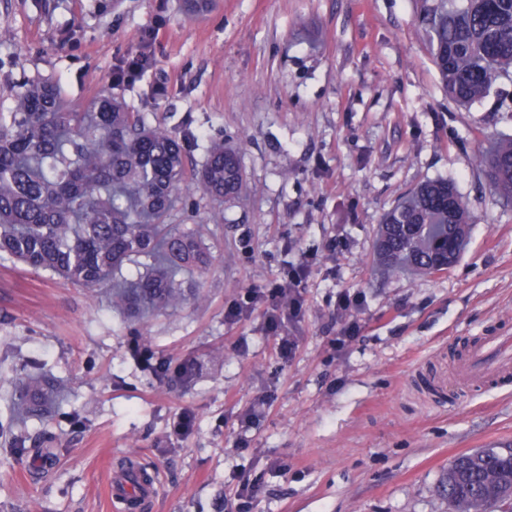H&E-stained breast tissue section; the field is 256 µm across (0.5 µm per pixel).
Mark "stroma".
<instances>
[{
	"instance_id": "stroma-1",
	"label": "stroma",
	"mask_w": 512,
	"mask_h": 512,
	"mask_svg": "<svg viewBox=\"0 0 512 512\" xmlns=\"http://www.w3.org/2000/svg\"><path fill=\"white\" fill-rule=\"evenodd\" d=\"M423 5L219 0L190 17L183 0H0L1 111L36 76L90 102L145 44L152 64L120 88L127 106L181 138L192 168L204 136L224 137L255 188L220 224L195 194L174 212L178 230L210 225L212 260L173 311L124 316L99 290L0 260V512H113L122 460L157 475L150 512H224L242 475L261 480L251 512H451L436 492L449 461L512 446V381H458L474 341L512 331V206L476 162L512 135V81L467 108L452 100ZM428 179L465 202V247L441 273L387 272L381 216ZM303 262L285 361L261 310H226ZM344 291L361 298L345 344ZM33 376L65 397L22 424L13 402ZM185 409L192 428L174 434Z\"/></svg>"
}]
</instances>
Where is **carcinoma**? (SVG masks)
I'll use <instances>...</instances> for the list:
<instances>
[{"label": "carcinoma", "instance_id": "carcinoma-1", "mask_svg": "<svg viewBox=\"0 0 512 512\" xmlns=\"http://www.w3.org/2000/svg\"><path fill=\"white\" fill-rule=\"evenodd\" d=\"M443 86L461 106L512 80V0H432L422 17ZM495 194L512 202V136L477 153ZM238 152L211 137L203 163L187 169L182 140L132 112L103 88L90 111L73 108L58 82L28 78L0 112V259H13L65 283L112 289L124 311L176 309V273L207 264L202 237L174 234L170 220L187 187L221 206L242 189ZM468 212L455 186L427 180L384 213L379 260L391 272L448 269L460 252ZM135 277L124 275L140 264ZM25 413L39 414L31 384ZM452 512H496L512 499V448H483L453 458L437 487Z\"/></svg>", "mask_w": 512, "mask_h": 512}]
</instances>
